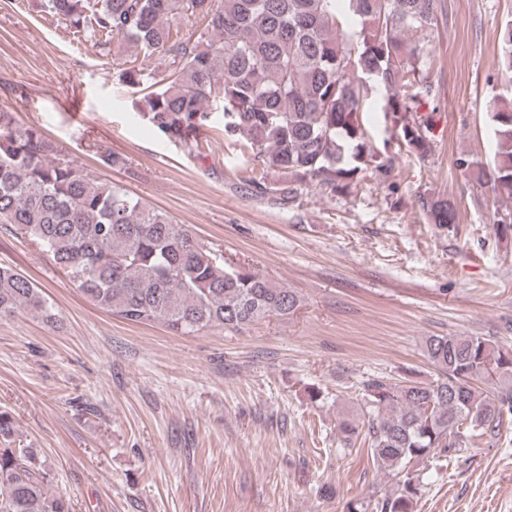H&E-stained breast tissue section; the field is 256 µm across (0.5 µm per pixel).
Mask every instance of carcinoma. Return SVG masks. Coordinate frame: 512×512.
Wrapping results in <instances>:
<instances>
[{
	"label": "carcinoma",
	"mask_w": 512,
	"mask_h": 512,
	"mask_svg": "<svg viewBox=\"0 0 512 512\" xmlns=\"http://www.w3.org/2000/svg\"><path fill=\"white\" fill-rule=\"evenodd\" d=\"M70 33L102 50L120 38L135 54L118 78L140 96L132 107L152 131L204 156L209 106L222 104L220 135L246 158L240 181L281 205L316 182L348 192L369 168L386 178L395 156L369 146L362 112L381 96L408 153L430 155L439 89L427 43L443 0H36ZM498 74L512 86V19L498 31ZM169 74L157 81L159 66ZM494 153L458 167L494 198L512 201V94L489 109ZM429 223H456L454 201L423 194ZM0 228L28 237L80 293L133 324L190 335L240 333L288 317L297 294L245 264L227 267L190 230L117 183L100 182L37 127L20 129L0 109ZM24 308L50 321L45 298L23 274L0 267V318ZM424 352L429 383L374 376L362 383L365 436L395 493L352 502L348 512H413L423 487L408 465L436 449L460 452L476 430L512 416V347L491 336L434 335ZM344 446L360 421L339 422ZM32 448H0V512H71Z\"/></svg>",
	"instance_id": "1"
}]
</instances>
